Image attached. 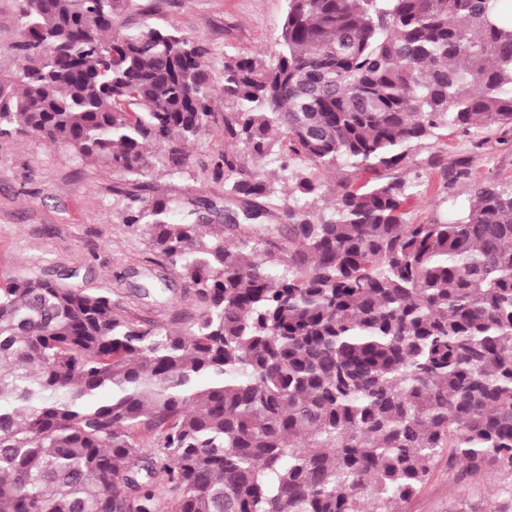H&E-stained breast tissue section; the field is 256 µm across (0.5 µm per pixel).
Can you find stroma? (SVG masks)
Masks as SVG:
<instances>
[{"label": "stroma", "mask_w": 512, "mask_h": 512, "mask_svg": "<svg viewBox=\"0 0 512 512\" xmlns=\"http://www.w3.org/2000/svg\"><path fill=\"white\" fill-rule=\"evenodd\" d=\"M285 0H155L150 20L157 25L175 22L187 34L204 41L209 67L220 75L225 54L242 49L262 50L276 38ZM482 148L471 138L449 135L436 149L415 151L410 166L422 170L420 195L403 204L410 224H424L447 216L464 202L471 184L493 180L512 186V147L500 144V132H481ZM439 165H431V156ZM467 161L470 185L446 189L442 169ZM147 195L183 200L200 190L219 192L196 170L169 176L162 162H155L147 179ZM123 178L113 175L99 161L81 160L65 149L51 147L32 137L0 140V283L10 279H38L71 274L75 288L110 292L116 311L125 320L190 330L197 311L193 298L184 296V285L174 281L175 298L160 304L144 298L132 271L147 268L153 253L147 239L124 224L128 203ZM493 480L487 476L457 480L440 458L426 483L399 512H458L472 496L484 497L493 507Z\"/></svg>", "instance_id": "1"}]
</instances>
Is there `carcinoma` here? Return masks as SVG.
Masks as SVG:
<instances>
[{"mask_svg": "<svg viewBox=\"0 0 512 512\" xmlns=\"http://www.w3.org/2000/svg\"><path fill=\"white\" fill-rule=\"evenodd\" d=\"M499 2L286 0L274 48L216 79L178 25L128 21L150 0H15L0 137L138 188L154 146L171 176L212 128L224 150L200 162L221 193L124 214L155 254L143 296L183 280L190 332L60 278L0 285V512H398L445 452L512 512V188L403 219L418 147L512 129Z\"/></svg>", "mask_w": 512, "mask_h": 512, "instance_id": "1", "label": "carcinoma"}]
</instances>
